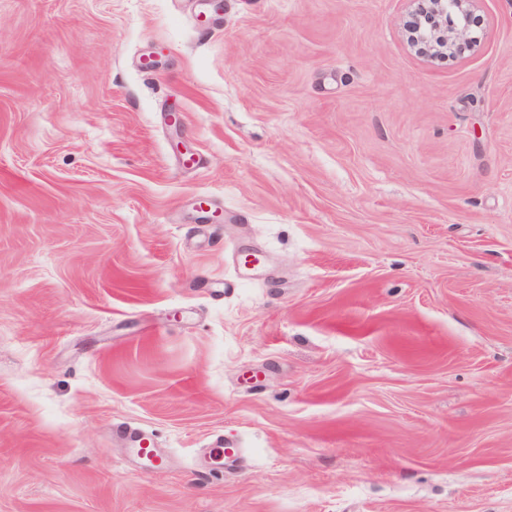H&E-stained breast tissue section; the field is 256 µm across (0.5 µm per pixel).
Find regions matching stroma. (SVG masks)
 <instances>
[{
	"mask_svg": "<svg viewBox=\"0 0 512 512\" xmlns=\"http://www.w3.org/2000/svg\"><path fill=\"white\" fill-rule=\"evenodd\" d=\"M467 7L430 58L416 0H0V512H512V0ZM124 432L128 433L130 439L136 444L139 459L153 463L156 466L162 464L164 460L163 451L158 448V445L148 433L134 428H126Z\"/></svg>",
	"mask_w": 512,
	"mask_h": 512,
	"instance_id": "obj_1",
	"label": "stroma"
}]
</instances>
